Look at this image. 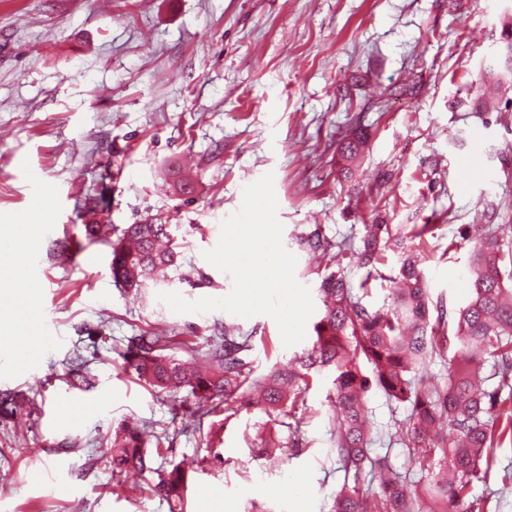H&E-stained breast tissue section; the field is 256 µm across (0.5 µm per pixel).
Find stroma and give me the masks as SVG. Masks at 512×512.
<instances>
[{
	"instance_id": "stroma-1",
	"label": "stroma",
	"mask_w": 512,
	"mask_h": 512,
	"mask_svg": "<svg viewBox=\"0 0 512 512\" xmlns=\"http://www.w3.org/2000/svg\"><path fill=\"white\" fill-rule=\"evenodd\" d=\"M508 18L512 0H0V227L35 211L51 227L33 249L38 276L0 269V290L30 287L32 325L53 337L28 363L0 361V512H330L345 473L332 451L328 373L310 379L301 447L272 465L249 450L265 414L242 411L217 433L208 416L187 431L195 399L184 395L172 415L127 369L126 339L166 332L184 360L232 323L255 337L260 374L303 352L284 346L269 316L178 314L158 299L231 291L203 253L244 187L268 173L283 244L310 291L320 277L298 243L308 225L359 238L378 214L403 232L432 225L420 246L431 298L460 306L486 202L500 203L499 234L512 240V108L471 106ZM407 85L414 95H400ZM359 124L368 144L347 182L337 147ZM477 153L485 174L471 178L460 163ZM95 203L100 213L89 214ZM156 218L173 227L180 267L125 291L110 246L85 227ZM83 250L97 266L82 264ZM77 352L87 360L80 385ZM367 406L374 452L410 471L388 437L405 407L378 392ZM130 418L162 436L147 448L155 463L188 468L177 510L113 478L104 453ZM496 458L472 495L496 490L490 512H512V482L502 481L512 443ZM295 479L305 483L299 500L286 492ZM60 480L68 493L54 491Z\"/></svg>"
}]
</instances>
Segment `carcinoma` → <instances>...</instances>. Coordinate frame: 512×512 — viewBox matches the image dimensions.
Here are the masks:
<instances>
[{"instance_id":"1","label":"carcinoma","mask_w":512,"mask_h":512,"mask_svg":"<svg viewBox=\"0 0 512 512\" xmlns=\"http://www.w3.org/2000/svg\"><path fill=\"white\" fill-rule=\"evenodd\" d=\"M479 84L476 109L499 111V91L512 87V31L505 34V53L480 72ZM365 145L362 134L342 143L343 158L355 162ZM87 230L112 246V276L128 290L164 279L178 267L169 224H131L114 241L110 224H89ZM298 241L314 268H324L323 310L312 324V344L301 355L258 376L254 336L226 324L205 347L193 350L191 358L204 362L203 371L167 354L173 339L157 332L128 338L122 353L127 368L163 391L174 411L177 394L185 391L205 416L254 408L289 430L260 438L254 446L258 457L298 447L299 429H290L285 417L305 406L309 375L326 370L333 375V451L352 475L336 492L332 512H487L488 502L472 498L471 488L487 482L495 448L512 441V246L497 226L488 225L467 264L471 295L449 315L431 299L418 247L393 237L388 224L369 225L358 247L328 238L319 224L310 225ZM392 245L400 267L390 304L371 308L363 302L367 284ZM352 257L364 270L357 285L343 264ZM437 359L449 364L448 376L429 372ZM373 391L408 411L390 441L407 449L417 470L413 481L398 473L388 456L371 455L373 429L365 404ZM149 442L146 426L120 425L110 448L112 475L120 479L152 470ZM364 474L377 482L378 491L362 489ZM187 480L186 469L176 463L138 489L179 502Z\"/></svg>"}]
</instances>
